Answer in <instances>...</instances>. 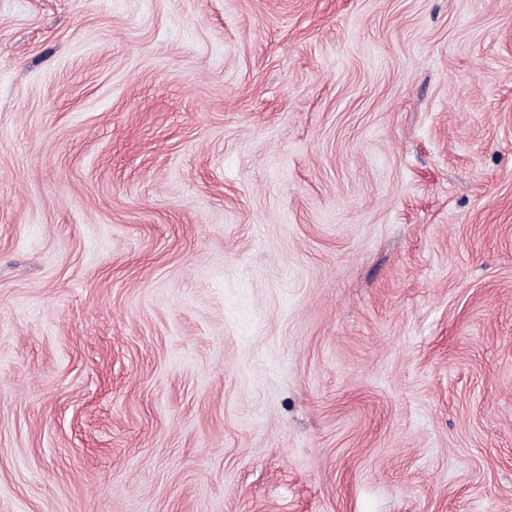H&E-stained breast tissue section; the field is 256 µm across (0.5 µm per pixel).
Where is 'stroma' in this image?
I'll list each match as a JSON object with an SVG mask.
<instances>
[{"mask_svg": "<svg viewBox=\"0 0 512 512\" xmlns=\"http://www.w3.org/2000/svg\"><path fill=\"white\" fill-rule=\"evenodd\" d=\"M0 512H512V0H0Z\"/></svg>", "mask_w": 512, "mask_h": 512, "instance_id": "stroma-1", "label": "stroma"}]
</instances>
